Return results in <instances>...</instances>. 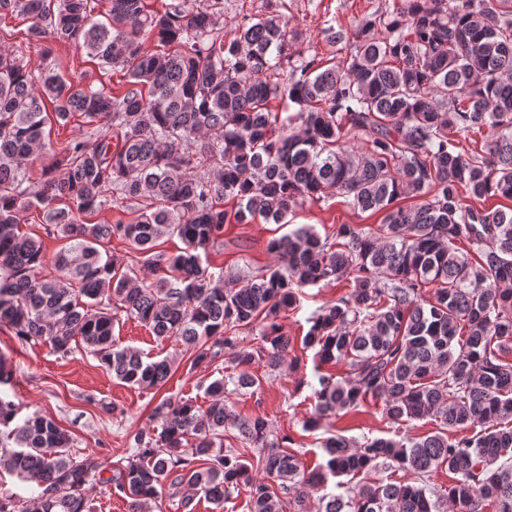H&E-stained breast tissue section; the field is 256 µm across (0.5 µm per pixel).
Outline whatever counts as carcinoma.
<instances>
[{"label": "carcinoma", "mask_w": 512, "mask_h": 512, "mask_svg": "<svg viewBox=\"0 0 512 512\" xmlns=\"http://www.w3.org/2000/svg\"><path fill=\"white\" fill-rule=\"evenodd\" d=\"M96 5L0 0L1 32L24 15L43 56L48 39L72 42L127 85L114 96L43 65L35 81L23 58L0 53V325L57 353L81 345L130 386H163L175 359L116 347L123 312L182 346L189 370L222 359L228 373L205 388V409L159 401L157 425L130 435L132 454L110 462L107 478L73 457L74 438L52 417L24 416L0 395V470L36 485L33 512H92L100 483L128 512L167 498L193 512L198 496L221 510L240 486L247 512H512V208L485 206L512 201V0H392L355 34L332 16L327 41H356L339 61L290 53L278 15L247 17L224 41V0L162 12L110 0L105 22ZM142 35L162 49H145ZM278 98L297 110L269 111ZM48 103L60 125L82 117L84 136L51 141ZM46 149L60 159L35 179L28 161ZM113 191L132 218L87 220ZM332 192L381 222L340 224L325 238L304 224L269 242L273 263L220 285L209 251L224 225L281 224ZM406 197L416 204L397 205ZM32 208L66 242L52 278L40 273L42 241L19 231ZM172 235L184 247L158 249ZM114 237L136 255L113 254ZM343 280L349 291L307 319L303 346L347 375H317L304 429L371 399L390 423L431 418L439 430L361 442L331 433L325 464L307 472L287 437L237 414L230 396L259 391L282 368L293 346L280 318L299 291ZM245 334L257 346H243ZM229 428L244 447H224ZM379 467L414 481L325 491L331 476ZM440 469L446 488L431 483Z\"/></svg>", "instance_id": "cac0c4a2"}]
</instances>
